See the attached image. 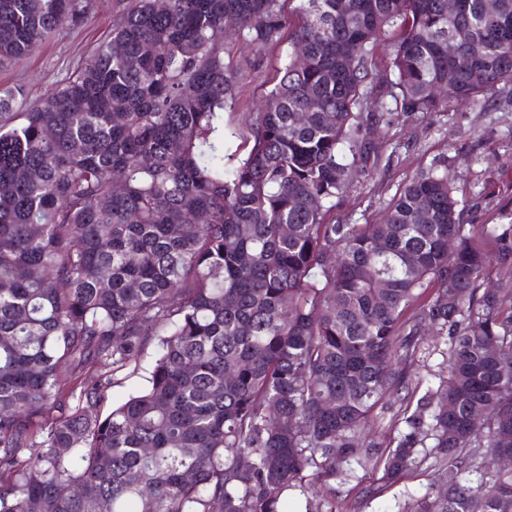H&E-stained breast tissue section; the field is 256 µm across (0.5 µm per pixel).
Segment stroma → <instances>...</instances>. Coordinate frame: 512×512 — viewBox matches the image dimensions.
Returning a JSON list of instances; mask_svg holds the SVG:
<instances>
[{
    "instance_id": "35a3bbf8",
    "label": "stroma",
    "mask_w": 512,
    "mask_h": 512,
    "mask_svg": "<svg viewBox=\"0 0 512 512\" xmlns=\"http://www.w3.org/2000/svg\"><path fill=\"white\" fill-rule=\"evenodd\" d=\"M87 5L82 24L38 43L24 59L0 68V88L19 89L22 106L41 102L61 79L91 56L132 0H87ZM287 54L284 44L258 51L237 41L224 48L225 62L238 74L234 105L224 112L225 127L236 133L230 151L237 159L246 158L253 145L255 112ZM435 166L448 170V179L463 207V223L498 224L512 211V81L501 82L497 96L485 103L452 106L433 114L394 116L391 125L383 129L374 173L343 194L329 216L331 223H378L402 187L419 172ZM156 349V343H149L137 365L115 374L103 411H110L144 385ZM413 371L420 395L447 378V337H419ZM410 413L406 402L387 395L374 411L372 439L380 447H395ZM421 456L417 467L388 487L380 482L381 469L372 467L357 470L345 482L313 473L307 482L319 492L316 503L321 512H400L406 503L434 490L435 452L427 447Z\"/></svg>"
}]
</instances>
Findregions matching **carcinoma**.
I'll use <instances>...</instances> for the list:
<instances>
[{
  "mask_svg": "<svg viewBox=\"0 0 512 512\" xmlns=\"http://www.w3.org/2000/svg\"><path fill=\"white\" fill-rule=\"evenodd\" d=\"M280 2L138 0L38 105L0 90V512H292L306 471L382 458L395 482L428 441L446 484L412 512H512V473L485 464L512 435V288L484 286L512 265V212L461 223L430 169L381 222H327L376 167L380 84L433 113L512 80V0ZM84 18L83 0H0V65ZM228 36L308 56L277 68L237 165ZM429 330L448 379L382 451L369 420ZM154 339L148 384L101 416L104 369Z\"/></svg>",
  "mask_w": 512,
  "mask_h": 512,
  "instance_id": "carcinoma-1",
  "label": "carcinoma"
}]
</instances>
